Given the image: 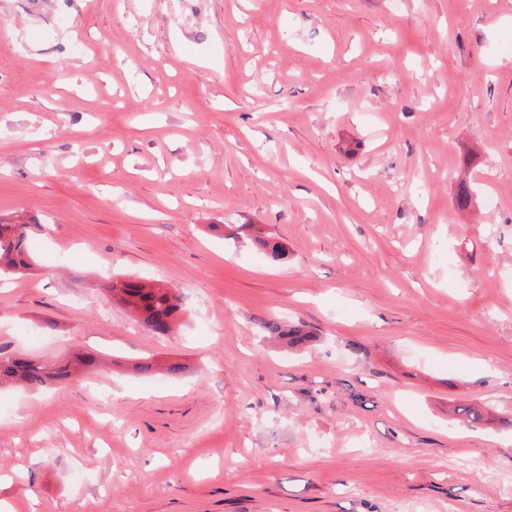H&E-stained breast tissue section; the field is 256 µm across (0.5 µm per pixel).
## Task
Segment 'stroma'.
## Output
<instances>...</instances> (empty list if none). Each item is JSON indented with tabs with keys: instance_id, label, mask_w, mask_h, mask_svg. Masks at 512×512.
Here are the masks:
<instances>
[{
	"instance_id": "1",
	"label": "stroma",
	"mask_w": 512,
	"mask_h": 512,
	"mask_svg": "<svg viewBox=\"0 0 512 512\" xmlns=\"http://www.w3.org/2000/svg\"><path fill=\"white\" fill-rule=\"evenodd\" d=\"M1 18L0 218L40 269L0 281V348L101 365L0 391V512H512V0ZM129 275L174 333L103 291ZM102 289L157 335L173 332L183 311L180 296L162 284L115 277ZM263 329L269 336L282 339L289 347L303 345L312 337L303 325H286L278 318H271L263 323Z\"/></svg>"
}]
</instances>
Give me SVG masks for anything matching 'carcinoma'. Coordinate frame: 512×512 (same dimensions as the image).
Listing matches in <instances>:
<instances>
[{
    "label": "carcinoma",
    "mask_w": 512,
    "mask_h": 512,
    "mask_svg": "<svg viewBox=\"0 0 512 512\" xmlns=\"http://www.w3.org/2000/svg\"><path fill=\"white\" fill-rule=\"evenodd\" d=\"M454 203L460 210L470 208L473 205L471 186L459 183ZM28 227L25 221L15 224L0 222V274L26 275L38 267L28 250ZM254 243L275 262L287 256L284 245L278 241L257 236ZM103 290L136 314L157 335L166 336L172 332L182 314L180 296L162 284L115 277L103 286ZM263 329L290 347L303 345L312 337L304 326L287 325L277 318L265 321ZM98 366L99 361L92 353H76L66 362L49 365L36 358L18 357L0 349V390L10 387L39 389L52 382L61 384L82 371ZM454 413L459 420L472 425L481 423L485 416L484 410L473 404H457Z\"/></svg>",
    "instance_id": "obj_1"
}]
</instances>
